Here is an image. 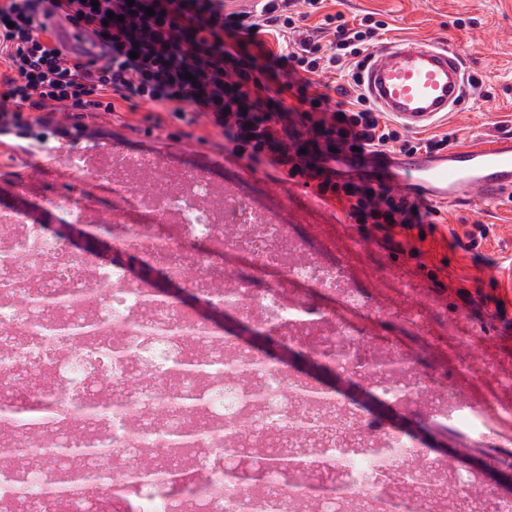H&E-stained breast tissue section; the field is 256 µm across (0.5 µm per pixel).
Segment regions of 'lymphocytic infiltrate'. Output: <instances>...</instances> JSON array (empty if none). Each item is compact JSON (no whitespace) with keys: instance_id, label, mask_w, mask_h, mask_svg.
Segmentation results:
<instances>
[{"instance_id":"obj_1","label":"lymphocytic infiltrate","mask_w":512,"mask_h":512,"mask_svg":"<svg viewBox=\"0 0 512 512\" xmlns=\"http://www.w3.org/2000/svg\"><path fill=\"white\" fill-rule=\"evenodd\" d=\"M327 0H0V147L79 140L88 124L59 112H104L150 134L189 128L225 156L269 176L314 182L320 199L365 228L392 259L430 282L424 244L437 211L423 199L362 179L336 183L320 165L330 149L438 151L448 139H409L360 88L386 29L375 13L349 24ZM65 15L112 53L102 63L63 53L47 23ZM346 70L352 95L331 108L320 75Z\"/></svg>"}]
</instances>
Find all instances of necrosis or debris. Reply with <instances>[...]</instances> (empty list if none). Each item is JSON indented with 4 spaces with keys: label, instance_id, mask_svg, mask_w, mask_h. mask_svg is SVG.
<instances>
[{
    "label": "necrosis or debris",
    "instance_id": "4bbe7bcc",
    "mask_svg": "<svg viewBox=\"0 0 512 512\" xmlns=\"http://www.w3.org/2000/svg\"><path fill=\"white\" fill-rule=\"evenodd\" d=\"M68 163L137 221L113 226L103 257L61 242L49 225L0 223V402L17 416L0 447L40 450L36 467L0 472V512H84L88 501L94 512H299L305 501L317 512H343L351 498L362 512H425L440 503L449 512H512L511 502L470 496L477 473L434 463L411 477L402 437L335 397L298 396V377L272 351L246 350L229 332L206 335L201 310L220 301L270 344L331 356L343 376L403 407L426 403L431 420L452 421L475 440L492 444L512 430V404L464 401L455 376L423 385L412 360L363 329L366 312L395 314L356 288L357 249L309 248L263 205L238 201L234 188L218 190L173 161L75 153ZM156 172L167 178V193L155 190ZM258 268L276 270L277 280H253ZM157 271L180 292L153 303ZM294 286L333 299L335 308L289 298ZM392 287L407 302L398 315L413 333L468 339L459 320L430 321L415 305L419 283ZM79 320L98 329L78 345L44 330ZM201 358L253 368V394L229 376L176 372ZM187 392L197 409L145 417ZM102 396L111 407L98 406ZM46 445L70 453L47 455ZM161 446L168 453L159 458ZM113 447L118 455L105 461L100 449ZM380 448L386 456H377ZM275 455L314 465L286 481L269 467ZM151 456L154 477L135 475L139 459Z\"/></svg>",
    "mask_w": 512,
    "mask_h": 512
}]
</instances>
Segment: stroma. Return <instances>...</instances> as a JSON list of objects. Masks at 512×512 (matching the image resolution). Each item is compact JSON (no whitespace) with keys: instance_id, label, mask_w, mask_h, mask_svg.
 I'll return each instance as SVG.
<instances>
[{"instance_id":"35a3bbf8","label":"stroma","mask_w":512,"mask_h":512,"mask_svg":"<svg viewBox=\"0 0 512 512\" xmlns=\"http://www.w3.org/2000/svg\"><path fill=\"white\" fill-rule=\"evenodd\" d=\"M334 8L349 19L368 11L380 13L388 24L381 37L385 43L396 38L423 43L449 41L462 52L470 76L483 79V89L467 88L463 107L422 131V138L447 136L452 144L459 145L487 142L512 132V0H336ZM80 190L75 180L56 181L33 170L23 194L10 179L0 178V206L27 212L40 192L73 196ZM239 191L243 199L264 203L281 223L287 224L293 235L313 245L321 238V223L333 221L337 250L357 245L362 261L371 267V275L358 276L356 282L375 303L385 302L380 286L387 279L415 276L413 266L393 261L376 241L344 223L342 213L311 214L310 193L275 181L264 169L252 170ZM447 218L455 230L464 224L492 225L495 237L474 254L440 239L427 241L424 247L429 252V261L445 262L444 280L462 278L470 290L503 297L507 302L506 314L496 316L490 304L466 305L454 292L430 286L425 299L435 303L437 310L463 316L478 335L484 336V343L445 350L424 347L407 335L404 323L398 319L382 325L380 332L396 337L404 353L418 361L424 372L450 375L461 364L482 362L489 353L512 366V203L477 205L461 201L448 205ZM435 441L451 449L465 450L468 465L478 469L481 475L478 491L492 489L512 496V481L506 472L488 466L485 456L470 447L456 431L437 434Z\"/></svg>"}]
</instances>
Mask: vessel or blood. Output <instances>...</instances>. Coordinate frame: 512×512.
<instances>
[{"label": "vessel or blood", "mask_w": 512, "mask_h": 512, "mask_svg": "<svg viewBox=\"0 0 512 512\" xmlns=\"http://www.w3.org/2000/svg\"><path fill=\"white\" fill-rule=\"evenodd\" d=\"M49 24L63 51L97 59L106 54L102 41L74 21L57 16ZM466 76L463 57L453 44L398 40L370 57L361 72V86L381 111L417 131L456 110ZM330 167L336 172L365 173L434 204L467 199L494 202L512 197V136L429 154L401 152L362 158L342 151Z\"/></svg>", "instance_id": "vessel-or-blood-1"}]
</instances>
